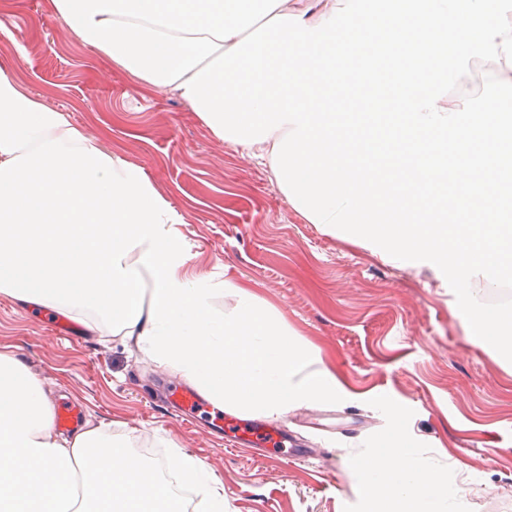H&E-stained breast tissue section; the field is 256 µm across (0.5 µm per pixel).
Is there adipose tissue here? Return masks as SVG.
Returning <instances> with one entry per match:
<instances>
[{"label":"adipose tissue","mask_w":512,"mask_h":512,"mask_svg":"<svg viewBox=\"0 0 512 512\" xmlns=\"http://www.w3.org/2000/svg\"><path fill=\"white\" fill-rule=\"evenodd\" d=\"M374 15L356 0H50L83 45L156 89H172L221 142L264 159L289 204L328 233L376 246L393 264L447 272L472 325L488 318L470 279L496 287L498 255L473 242L512 222V0H403ZM484 62L480 97L449 96ZM369 85L379 111L407 110L386 135L402 146L353 172L336 152L359 128L337 124L336 94ZM453 190L452 212L422 198ZM184 217L142 167L54 112L0 67V295L131 342L214 406L279 419L348 392L283 317L244 284L190 273ZM169 465L199 512H224V488L169 445ZM367 459L370 500L457 512L459 493L419 468L416 449ZM152 468L105 424L58 438L40 378L0 353V512H179Z\"/></svg>","instance_id":"1"}]
</instances>
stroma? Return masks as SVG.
Wrapping results in <instances>:
<instances>
[{"mask_svg": "<svg viewBox=\"0 0 512 512\" xmlns=\"http://www.w3.org/2000/svg\"><path fill=\"white\" fill-rule=\"evenodd\" d=\"M0 66L26 90L142 166L181 209L189 266L247 284L346 385L350 400L278 420L302 460L227 442L164 400L172 373L119 340L0 296V352L38 375L54 402L133 439L178 443L224 487L226 512H377L358 489L366 456L395 440L462 489L461 512H512V365L468 340L455 287L420 261L399 268L294 210L260 159L218 141L169 89L151 90L76 41L46 0H0ZM25 55H17V45ZM395 408L399 418L387 416Z\"/></svg>", "mask_w": 512, "mask_h": 512, "instance_id": "35a3bbf8", "label": "stroma"}]
</instances>
